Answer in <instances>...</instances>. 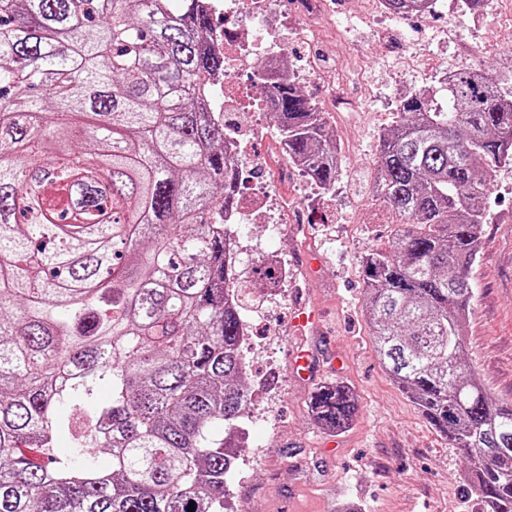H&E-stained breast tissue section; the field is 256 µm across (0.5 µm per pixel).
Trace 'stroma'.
Listing matches in <instances>:
<instances>
[{
    "label": "stroma",
    "mask_w": 512,
    "mask_h": 512,
    "mask_svg": "<svg viewBox=\"0 0 512 512\" xmlns=\"http://www.w3.org/2000/svg\"><path fill=\"white\" fill-rule=\"evenodd\" d=\"M282 0L273 25L287 31L288 60L315 58L304 93L325 111L345 151L330 193L306 189L298 174L280 177L276 123L248 149L277 195L309 217L306 240L269 238L246 225L237 266L239 287L260 302L246 350L248 386L260 397L244 421L250 437L230 485L234 512H479L465 494L460 449L427 423L380 364L369 336L359 259L387 245L396 217L369 192L379 135L393 125L400 99L441 69L485 68L501 93L512 92V0H486L461 12L446 0L433 15L406 19L382 13L377 0ZM462 13L458 37L441 41L449 13ZM482 245L468 276L474 297L464 321L466 353L492 398L512 401V165L498 168L486 198ZM277 255L296 272L288 290L270 289L254 266ZM319 310L321 326L300 332L298 305ZM310 355V374L293 371L292 353ZM341 382L359 412L344 431L321 430L309 398L325 382Z\"/></svg>",
    "instance_id": "obj_1"
}]
</instances>
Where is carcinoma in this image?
<instances>
[{
    "mask_svg": "<svg viewBox=\"0 0 512 512\" xmlns=\"http://www.w3.org/2000/svg\"><path fill=\"white\" fill-rule=\"evenodd\" d=\"M212 31L198 0H0V512H224L248 333ZM268 108L288 161L331 189L328 122L285 70ZM511 163L512 97L486 70L403 96L376 153L398 228L360 258L376 353L486 512H512V402L473 377L463 320ZM310 408L338 433L358 401L336 382Z\"/></svg>",
    "mask_w": 512,
    "mask_h": 512,
    "instance_id": "obj_1",
    "label": "carcinoma"
}]
</instances>
